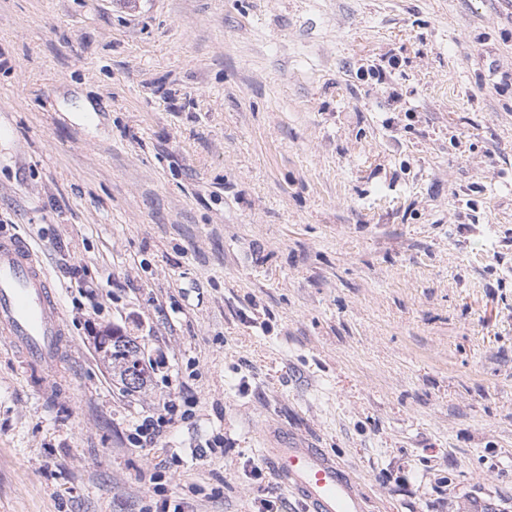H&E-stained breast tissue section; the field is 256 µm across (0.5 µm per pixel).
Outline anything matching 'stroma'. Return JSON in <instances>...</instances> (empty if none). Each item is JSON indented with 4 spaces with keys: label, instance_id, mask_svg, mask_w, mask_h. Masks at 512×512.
<instances>
[{
    "label": "stroma",
    "instance_id": "35a3bbf8",
    "mask_svg": "<svg viewBox=\"0 0 512 512\" xmlns=\"http://www.w3.org/2000/svg\"><path fill=\"white\" fill-rule=\"evenodd\" d=\"M0 128L66 355L0 343V512H258L290 432L374 512H512V0H0ZM104 337H106L104 340L108 339L110 341L108 345L112 347V350L108 346L103 349L106 356L112 361V371H117L127 390L136 392L147 382L144 368L140 367V345L134 340L114 336L113 331L112 336ZM178 397L168 398L162 404L163 413L157 414V417L153 415L144 416L139 424L134 427V433L132 434V440L136 447L140 448H153L155 447L158 440L162 437L164 428H173L177 423L182 422L192 417V409L187 404V400H182L183 404L188 409L179 411Z\"/></svg>",
    "mask_w": 512,
    "mask_h": 512
}]
</instances>
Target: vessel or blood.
Instances as JSON below:
<instances>
[{
  "label": "vessel or blood",
  "mask_w": 512,
  "mask_h": 512,
  "mask_svg": "<svg viewBox=\"0 0 512 512\" xmlns=\"http://www.w3.org/2000/svg\"><path fill=\"white\" fill-rule=\"evenodd\" d=\"M64 334L61 306L31 246L14 235L0 236V337L25 367L46 375L60 364ZM262 454L309 512H368L358 478L304 437L289 436Z\"/></svg>",
  "instance_id": "vessel-or-blood-1"
}]
</instances>
